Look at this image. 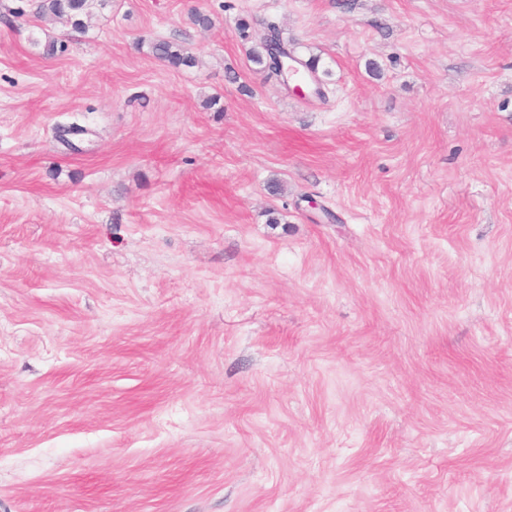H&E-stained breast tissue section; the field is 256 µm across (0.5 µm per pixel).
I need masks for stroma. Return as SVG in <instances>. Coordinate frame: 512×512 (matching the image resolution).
Returning a JSON list of instances; mask_svg holds the SVG:
<instances>
[{"mask_svg": "<svg viewBox=\"0 0 512 512\" xmlns=\"http://www.w3.org/2000/svg\"><path fill=\"white\" fill-rule=\"evenodd\" d=\"M0 512H512V0H0ZM39 16L66 17L75 29H83L84 17L89 16L96 6H105L107 0H38ZM275 43V45H273ZM279 50L287 58L291 54L288 43L283 40L278 28L275 25H269V33L263 39L258 47L251 51L252 61L261 65L263 69L274 74L270 59L273 58V51ZM151 52L155 57L166 60L173 65H187L192 61V57L186 54L182 47L168 41L153 42Z\"/></svg>", "mask_w": 512, "mask_h": 512, "instance_id": "stroma-1", "label": "stroma"}]
</instances>
